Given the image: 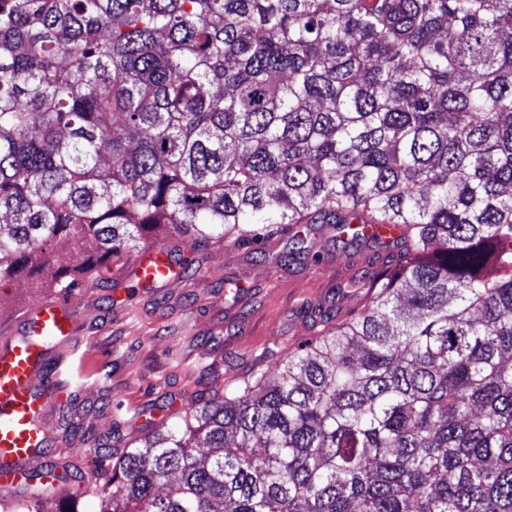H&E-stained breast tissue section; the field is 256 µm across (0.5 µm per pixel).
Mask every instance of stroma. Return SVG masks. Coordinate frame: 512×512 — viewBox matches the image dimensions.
Instances as JSON below:
<instances>
[{"label":"stroma","instance_id":"stroma-1","mask_svg":"<svg viewBox=\"0 0 512 512\" xmlns=\"http://www.w3.org/2000/svg\"><path fill=\"white\" fill-rule=\"evenodd\" d=\"M308 243L319 265L282 266L252 248L215 239L201 251L179 241L182 258L198 272L176 276L152 290H130V265L113 266L103 279L70 294L75 337L50 357L67 412L51 404L47 416L74 477L93 478L95 446L122 445L161 423L163 414L189 410L198 399L264 371L273 357L314 340L320 313L343 322L362 305L336 288L369 276L374 252L337 249L332 233L315 230ZM48 275L36 272L0 284V333L27 306L55 296Z\"/></svg>","mask_w":512,"mask_h":512}]
</instances>
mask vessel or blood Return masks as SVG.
Masks as SVG:
<instances>
[{
    "instance_id": "vessel-or-blood-1",
    "label": "vessel or blood",
    "mask_w": 512,
    "mask_h": 512,
    "mask_svg": "<svg viewBox=\"0 0 512 512\" xmlns=\"http://www.w3.org/2000/svg\"><path fill=\"white\" fill-rule=\"evenodd\" d=\"M177 259L166 246L137 254L134 269L144 281L171 280ZM74 311L63 299L46 300L28 308L0 345V495L22 500L39 492L55 495L64 484L53 481L63 463L55 454L56 433L47 418L55 390L45 373V358L55 345L73 335ZM40 463L41 479L31 478L32 463Z\"/></svg>"
}]
</instances>
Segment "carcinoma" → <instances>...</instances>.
<instances>
[{"label": "carcinoma", "instance_id": "cac0c4a2", "mask_svg": "<svg viewBox=\"0 0 512 512\" xmlns=\"http://www.w3.org/2000/svg\"><path fill=\"white\" fill-rule=\"evenodd\" d=\"M308 224L363 306L95 449L99 512H512V0H0V282Z\"/></svg>", "mask_w": 512, "mask_h": 512}]
</instances>
